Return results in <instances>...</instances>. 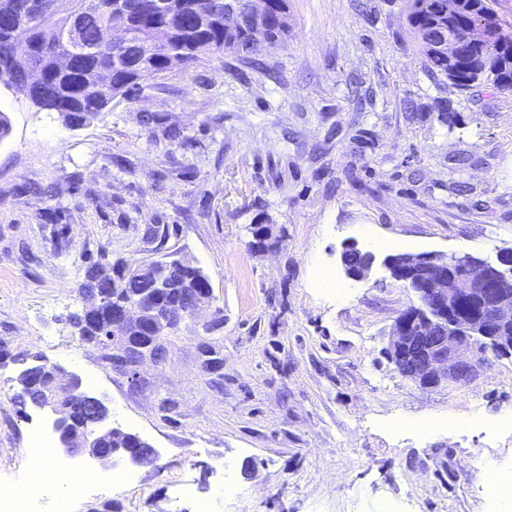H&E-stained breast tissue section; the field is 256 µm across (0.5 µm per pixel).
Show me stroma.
Returning <instances> with one entry per match:
<instances>
[{"mask_svg": "<svg viewBox=\"0 0 512 512\" xmlns=\"http://www.w3.org/2000/svg\"><path fill=\"white\" fill-rule=\"evenodd\" d=\"M401 6L289 0L288 42L263 68L216 54L80 127L0 86V481L32 485L29 434L52 423L14 400L37 356L81 374L158 453L72 512H505L479 468L512 473V359L418 387L384 355L414 294L340 260L349 240L380 258L512 247V95L436 86ZM442 102L460 126L438 121ZM260 221L276 249L251 248ZM174 252L206 274L224 323L204 339L186 322L134 384L69 315L91 263Z\"/></svg>", "mask_w": 512, "mask_h": 512, "instance_id": "obj_1", "label": "stroma"}]
</instances>
